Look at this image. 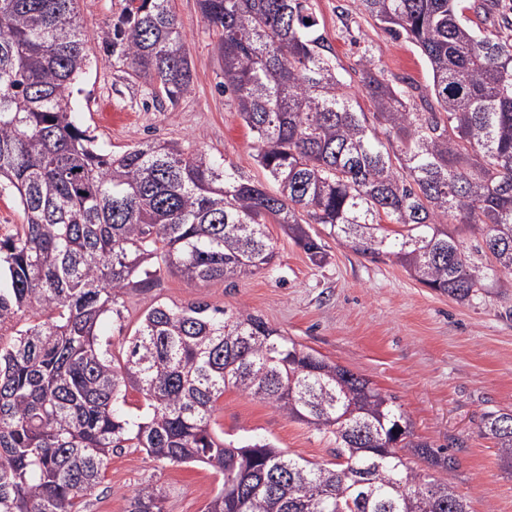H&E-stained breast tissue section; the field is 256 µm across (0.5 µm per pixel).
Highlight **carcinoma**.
I'll list each match as a JSON object with an SVG mask.
<instances>
[{"label":"carcinoma","mask_w":512,"mask_h":512,"mask_svg":"<svg viewBox=\"0 0 512 512\" xmlns=\"http://www.w3.org/2000/svg\"><path fill=\"white\" fill-rule=\"evenodd\" d=\"M355 3L431 74L404 90L363 52L354 72L370 114L337 76L312 0H199L272 194L171 142L100 148L73 119L90 63L76 0H0V190L23 213L0 234V328L27 318L0 341V512H78L122 448L213 468L221 488L205 512H469L451 478L411 464L455 469L413 440L392 397L244 307L154 302L125 357L99 340L134 282L269 269L271 221L314 263L325 234L460 303L512 276V0ZM102 50L155 102L175 106L191 90L172 0H125ZM450 224L483 225L482 243L466 250ZM229 388L333 434L336 462L224 438L212 415ZM130 389L143 404L125 413ZM481 429L512 469V411L485 415ZM163 502L147 485L128 512H165Z\"/></svg>","instance_id":"1"}]
</instances>
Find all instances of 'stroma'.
I'll return each instance as SVG.
<instances>
[{
  "label": "stroma",
  "instance_id": "obj_1",
  "mask_svg": "<svg viewBox=\"0 0 512 512\" xmlns=\"http://www.w3.org/2000/svg\"><path fill=\"white\" fill-rule=\"evenodd\" d=\"M125 0H78L82 33L98 50ZM192 61V90L177 106L150 103L148 89L125 67L99 55L77 83L78 126L100 146L120 152L167 140L234 163L252 180L266 182L256 164L253 137L224 94L216 36L198 0H174ZM314 10L340 67L351 69L369 50L388 77L426 86L429 67L420 51L394 39L358 13L353 0H314ZM276 257L269 270L233 279L191 283L168 273L152 287L125 288L119 316L100 335L121 355L154 302L201 301L240 306L304 350L315 351L372 383L410 418L415 437L455 457L452 480L470 512H512V469L481 429L487 413L512 409V288H493L462 304L425 288L403 268L374 260L327 240V260L312 263L284 233L268 224ZM214 420L226 438H266L287 454L314 463L333 462L332 434L289 419L235 389L217 403ZM161 488L165 512H204L221 478L203 464L154 461L138 448L108 456L101 481L82 500L81 512H127L128 500L146 484Z\"/></svg>",
  "mask_w": 512,
  "mask_h": 512
}]
</instances>
